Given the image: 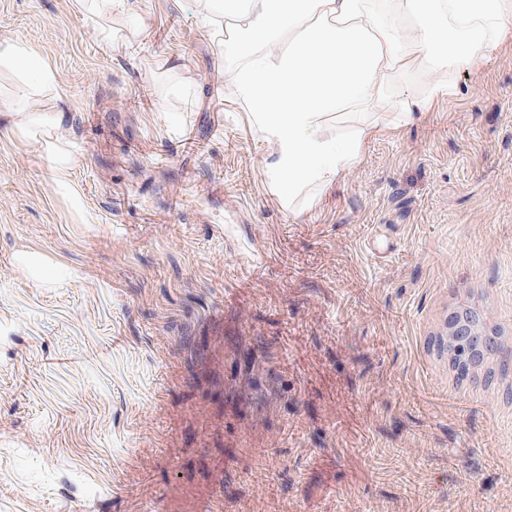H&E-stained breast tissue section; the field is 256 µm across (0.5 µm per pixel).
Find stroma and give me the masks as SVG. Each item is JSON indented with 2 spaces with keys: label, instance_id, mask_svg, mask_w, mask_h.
<instances>
[{
  "label": "stroma",
  "instance_id": "stroma-1",
  "mask_svg": "<svg viewBox=\"0 0 512 512\" xmlns=\"http://www.w3.org/2000/svg\"><path fill=\"white\" fill-rule=\"evenodd\" d=\"M220 35L201 0H0L56 76L40 109L0 67V512H512V362L444 347L512 346V43L429 105L401 72L410 123L327 118L383 131L287 205ZM448 336H455V347L457 351L464 352L466 358L473 354L480 343L482 334H479L470 321L462 323L460 319L452 320L449 325Z\"/></svg>",
  "mask_w": 512,
  "mask_h": 512
}]
</instances>
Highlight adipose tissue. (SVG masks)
Wrapping results in <instances>:
<instances>
[{
  "label": "adipose tissue",
  "instance_id": "obj_1",
  "mask_svg": "<svg viewBox=\"0 0 512 512\" xmlns=\"http://www.w3.org/2000/svg\"><path fill=\"white\" fill-rule=\"evenodd\" d=\"M204 2L214 29L231 16L247 21L220 46L238 60L229 83L265 135L263 163L287 202L351 175L376 133V123L362 122L327 136L329 114L367 100L393 108L385 90L415 57L430 96L448 95L444 71L476 67L512 39V0H400L395 19L374 13L371 0ZM289 32L295 38L287 45ZM2 65L18 73L29 98L55 82L47 63L17 45L0 43Z\"/></svg>",
  "mask_w": 512,
  "mask_h": 512
}]
</instances>
